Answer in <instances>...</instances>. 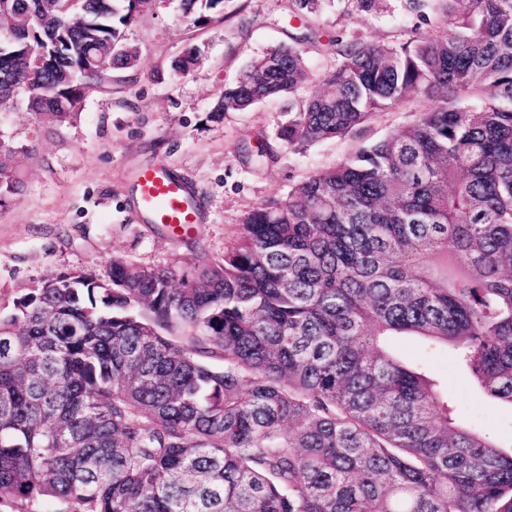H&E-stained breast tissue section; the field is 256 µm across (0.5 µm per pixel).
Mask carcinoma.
<instances>
[{
  "label": "carcinoma",
  "mask_w": 512,
  "mask_h": 512,
  "mask_svg": "<svg viewBox=\"0 0 512 512\" xmlns=\"http://www.w3.org/2000/svg\"><path fill=\"white\" fill-rule=\"evenodd\" d=\"M0 33V110L31 87L57 121L129 69L154 0H29ZM224 0H182L201 25ZM319 0H293L299 20ZM444 29L336 41L280 131L340 137L422 96L401 131L247 212L190 273L114 259L53 275L0 313V507L42 512H512V452L458 422L388 348L451 347L512 404V0H439ZM307 76L301 46L252 61L215 112ZM0 148V200L17 191ZM219 358L224 366L208 362ZM11 4V13L9 14L7 21L11 30L13 31H22L28 27V24L34 15L32 12V8L27 4H19L17 0H5L1 1L0 7V21L1 28L3 27L4 15L1 13V9L5 4Z\"/></svg>",
  "instance_id": "carcinoma-1"
}]
</instances>
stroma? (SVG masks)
Masks as SVG:
<instances>
[{"label": "stroma", "instance_id": "obj_1", "mask_svg": "<svg viewBox=\"0 0 512 512\" xmlns=\"http://www.w3.org/2000/svg\"><path fill=\"white\" fill-rule=\"evenodd\" d=\"M292 8V0H224L221 12L197 26L181 0H156L126 32L138 65L114 73L111 85L86 97L70 120L30 112L17 93L14 106L0 111V143L14 150L21 181L0 206V305L51 275L82 268L106 277L116 258L181 273L221 259L248 210L287 198L310 175L405 128L428 107L418 97L344 136L281 145L279 128L319 91L322 73L336 63L337 41L397 47L435 30L404 0H380L371 12L357 10L353 0H323L304 24ZM301 39L308 77L293 95L215 115L224 90L251 61ZM190 46L200 52L198 64L174 73V61ZM265 143L274 158L258 156ZM146 166L168 167L194 184L202 201L196 249L141 222L129 183ZM391 348L406 364H423L447 391L453 415L512 451V405L488 396L452 353L424 357L415 336L393 337Z\"/></svg>", "mask_w": 512, "mask_h": 512}]
</instances>
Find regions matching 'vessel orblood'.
Masks as SVG:
<instances>
[{
  "label": "vessel or blood",
  "instance_id": "1",
  "mask_svg": "<svg viewBox=\"0 0 512 512\" xmlns=\"http://www.w3.org/2000/svg\"><path fill=\"white\" fill-rule=\"evenodd\" d=\"M196 196V190L169 169L144 167L134 178L132 197L140 219L176 237L191 235L201 221L193 204Z\"/></svg>",
  "mask_w": 512,
  "mask_h": 512
}]
</instances>
